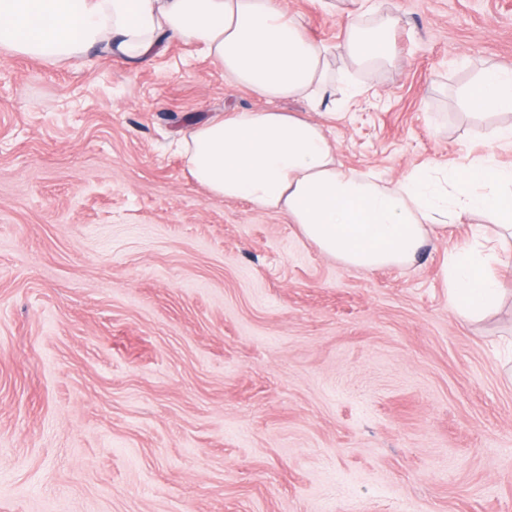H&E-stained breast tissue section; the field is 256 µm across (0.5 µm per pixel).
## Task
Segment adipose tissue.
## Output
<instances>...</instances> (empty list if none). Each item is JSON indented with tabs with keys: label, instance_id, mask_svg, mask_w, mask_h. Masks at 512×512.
I'll return each instance as SVG.
<instances>
[{
	"label": "adipose tissue",
	"instance_id": "1",
	"mask_svg": "<svg viewBox=\"0 0 512 512\" xmlns=\"http://www.w3.org/2000/svg\"><path fill=\"white\" fill-rule=\"evenodd\" d=\"M372 11L363 0L335 47L309 39L284 0H0V50L56 62L97 48L134 65L165 38L198 46L229 81L267 106L229 112L180 139L193 179L210 196L284 215L305 240L347 267L411 264L431 236L474 211L493 217L499 239L512 237V167L481 156L449 168L429 165L384 184L337 159L328 122L357 96L353 73L395 60L396 20L361 27L360 16ZM336 52L345 67L334 76L328 59ZM285 100L304 101L322 112V121L281 109ZM465 102L512 112V70H482ZM471 237L468 248L449 252L444 277L457 314L477 318L497 307L501 280L492 267L495 240L477 229Z\"/></svg>",
	"mask_w": 512,
	"mask_h": 512
}]
</instances>
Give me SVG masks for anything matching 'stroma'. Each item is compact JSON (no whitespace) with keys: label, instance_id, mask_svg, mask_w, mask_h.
Wrapping results in <instances>:
<instances>
[{"label":"stroma","instance_id":"obj_1","mask_svg":"<svg viewBox=\"0 0 512 512\" xmlns=\"http://www.w3.org/2000/svg\"><path fill=\"white\" fill-rule=\"evenodd\" d=\"M286 0L316 42L349 0ZM393 66L331 128L393 182L493 154L467 108L512 68V0H375ZM266 103L195 45L138 68L0 52V512H512V278L462 319L461 228L356 270L280 214L210 197L175 143Z\"/></svg>","mask_w":512,"mask_h":512}]
</instances>
